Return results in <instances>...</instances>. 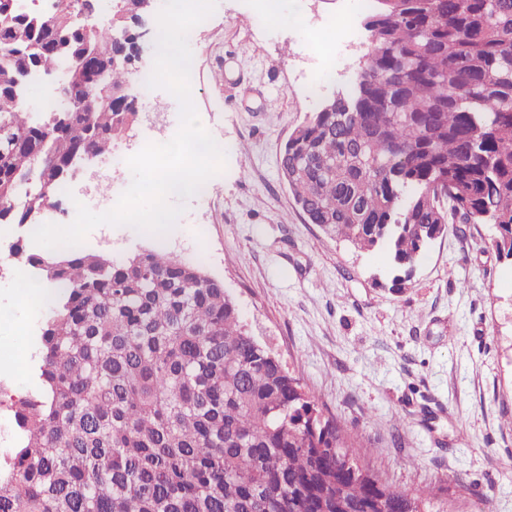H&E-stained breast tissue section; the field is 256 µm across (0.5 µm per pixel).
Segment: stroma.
I'll list each match as a JSON object with an SVG mask.
<instances>
[{
	"instance_id": "obj_1",
	"label": "stroma",
	"mask_w": 512,
	"mask_h": 512,
	"mask_svg": "<svg viewBox=\"0 0 512 512\" xmlns=\"http://www.w3.org/2000/svg\"><path fill=\"white\" fill-rule=\"evenodd\" d=\"M364 0H217L188 36L192 98L224 144L206 201L190 198L164 237L97 227L91 251L157 245L202 260L254 336L357 432V456L448 512H512V263L486 224L449 225L402 293L374 283L384 252H360L305 223L280 174L293 130L355 78ZM326 80H318L320 72ZM35 303L0 279V415L30 387Z\"/></svg>"
}]
</instances>
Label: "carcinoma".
Wrapping results in <instances>:
<instances>
[{"mask_svg":"<svg viewBox=\"0 0 512 512\" xmlns=\"http://www.w3.org/2000/svg\"><path fill=\"white\" fill-rule=\"evenodd\" d=\"M356 83L296 128L280 171L306 222L389 253L391 291L449 224H488L512 260V0H370ZM60 0L50 15L0 0V224L57 210L80 150L137 124L124 88L136 0ZM87 14L89 32L82 31ZM112 65L99 81L91 57ZM58 77L30 106L28 73ZM15 259L53 288L34 388L13 410L0 512H445L354 455V436L244 323L202 261L114 259L19 237Z\"/></svg>","mask_w":512,"mask_h":512,"instance_id":"carcinoma-1","label":"carcinoma"}]
</instances>
